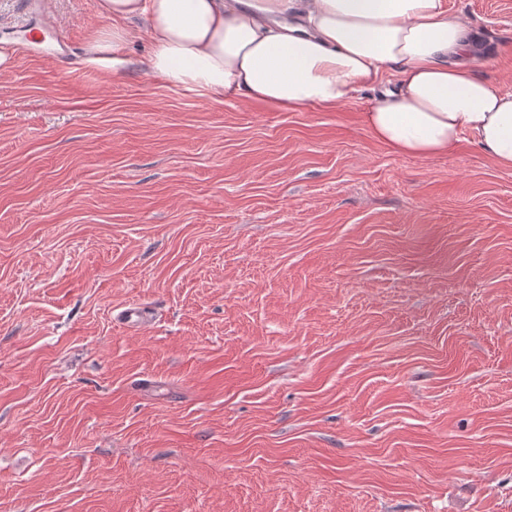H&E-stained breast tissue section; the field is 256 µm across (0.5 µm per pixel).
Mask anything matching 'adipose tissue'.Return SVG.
Listing matches in <instances>:
<instances>
[{
	"instance_id": "ef3b65f1",
	"label": "adipose tissue",
	"mask_w": 512,
	"mask_h": 512,
	"mask_svg": "<svg viewBox=\"0 0 512 512\" xmlns=\"http://www.w3.org/2000/svg\"><path fill=\"white\" fill-rule=\"evenodd\" d=\"M98 9L112 26L88 40V67L120 71L128 24L139 20L153 75L277 110L336 109L392 68L396 87L362 115L377 141L428 157L468 136L512 168V93L470 65L471 29L446 0H98Z\"/></svg>"
}]
</instances>
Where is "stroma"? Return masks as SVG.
Segmentation results:
<instances>
[{
	"label": "stroma",
	"mask_w": 512,
	"mask_h": 512,
	"mask_svg": "<svg viewBox=\"0 0 512 512\" xmlns=\"http://www.w3.org/2000/svg\"><path fill=\"white\" fill-rule=\"evenodd\" d=\"M0 0V512H512V168L83 65ZM512 93V0H447ZM137 304L150 323L117 313Z\"/></svg>",
	"instance_id": "35a3bbf8"
}]
</instances>
